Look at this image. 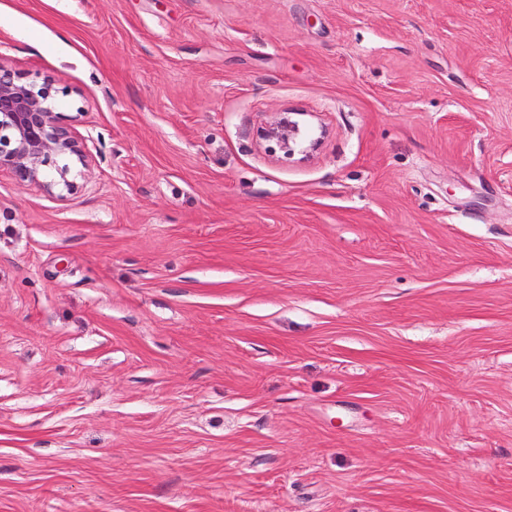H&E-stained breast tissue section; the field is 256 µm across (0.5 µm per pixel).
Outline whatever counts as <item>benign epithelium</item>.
<instances>
[{
    "label": "benign epithelium",
    "mask_w": 512,
    "mask_h": 512,
    "mask_svg": "<svg viewBox=\"0 0 512 512\" xmlns=\"http://www.w3.org/2000/svg\"><path fill=\"white\" fill-rule=\"evenodd\" d=\"M296 127H268L261 139L275 141L287 155L297 145ZM85 160L84 145L62 123L51 88L26 82L0 61V170L11 171L20 183L37 184L48 192L74 190L69 164L54 158Z\"/></svg>",
    "instance_id": "obj_1"
}]
</instances>
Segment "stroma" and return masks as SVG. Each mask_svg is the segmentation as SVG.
I'll return each instance as SVG.
<instances>
[{
	"label": "stroma",
	"instance_id": "obj_1",
	"mask_svg": "<svg viewBox=\"0 0 512 512\" xmlns=\"http://www.w3.org/2000/svg\"><path fill=\"white\" fill-rule=\"evenodd\" d=\"M0 60L87 155L0 172V512H512V0H0ZM290 126L288 122V130L284 129L283 126L264 128L260 131V137L265 141H276L280 148L285 149L287 155L291 156L294 154V146L298 144L295 139L297 128L295 125Z\"/></svg>",
	"mask_w": 512,
	"mask_h": 512
}]
</instances>
